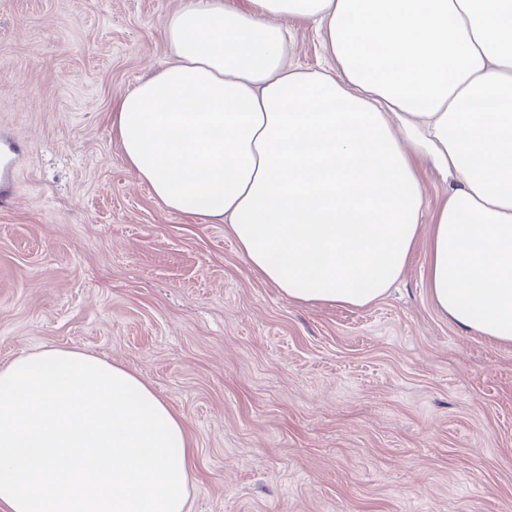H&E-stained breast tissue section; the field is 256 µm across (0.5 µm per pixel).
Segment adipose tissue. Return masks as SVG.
<instances>
[{
	"instance_id": "1",
	"label": "adipose tissue",
	"mask_w": 512,
	"mask_h": 512,
	"mask_svg": "<svg viewBox=\"0 0 512 512\" xmlns=\"http://www.w3.org/2000/svg\"><path fill=\"white\" fill-rule=\"evenodd\" d=\"M512 0H187L174 60L112 107L169 211L228 224L291 301L364 307L429 220L439 312L512 343ZM288 16L334 66L288 58ZM383 47L382 56L365 53ZM448 181L424 213L418 160ZM182 418L125 367L45 348L0 365V512H187Z\"/></svg>"
}]
</instances>
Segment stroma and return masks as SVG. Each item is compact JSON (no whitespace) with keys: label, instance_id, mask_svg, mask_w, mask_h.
I'll return each mask as SVG.
<instances>
[{"label":"stroma","instance_id":"obj_1","mask_svg":"<svg viewBox=\"0 0 512 512\" xmlns=\"http://www.w3.org/2000/svg\"><path fill=\"white\" fill-rule=\"evenodd\" d=\"M186 0H0V365L76 349L139 375L194 445L190 512H512V344L436 310L421 224L366 307L296 304L226 225L167 210L112 105L171 59ZM288 55L326 64L284 17Z\"/></svg>","mask_w":512,"mask_h":512}]
</instances>
